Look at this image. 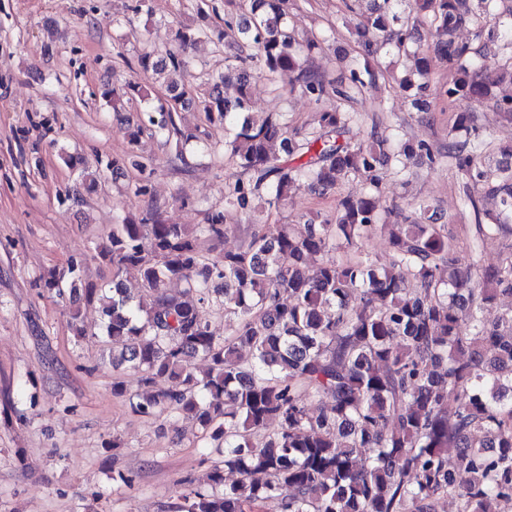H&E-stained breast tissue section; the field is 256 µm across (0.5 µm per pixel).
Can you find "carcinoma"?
I'll return each instance as SVG.
<instances>
[{"mask_svg": "<svg viewBox=\"0 0 512 512\" xmlns=\"http://www.w3.org/2000/svg\"><path fill=\"white\" fill-rule=\"evenodd\" d=\"M224 2L249 16L237 28V52L225 56L224 72L198 104L224 123V155L249 178L224 182V209L209 212L205 224H166L155 206L112 225L97 253L112 265V288L83 289L86 302H102L112 365L154 388L130 402L134 412L171 409L223 457L204 482L179 481L178 512H435L442 498L455 500L457 512H501L512 500V308L500 312L495 303L512 294V167L503 160L512 148L499 149L507 176L493 184L485 173L489 143L472 112L457 114L441 149L394 142L376 129L356 138L357 112L339 105L312 129L291 133L282 113L251 116L248 71L297 83L317 106L331 95L348 102L378 87L369 61L389 48L414 60L412 77L398 85L416 89L417 111L428 110L431 94L450 104L482 101L491 84L512 85V10L497 11V0H350L348 9L364 6L356 25L363 64L349 70L348 82L332 83L311 62L319 42L299 38L291 23L297 0ZM410 20L428 29L433 52L454 71L434 91ZM461 28L474 30L477 47L457 40ZM202 34L180 25L174 41L184 53ZM138 65L177 73L186 60L146 51ZM230 82L232 98L224 95ZM167 91L166 103L126 131L132 150L112 159V169L152 170L153 159L134 150L146 128L183 147L200 142L175 120L182 86L173 81ZM101 95L115 111L146 97L137 83L121 96ZM492 108L512 124L511 95ZM446 158L464 177L475 216L463 227L465 266L430 205L412 203L409 213L378 206L388 174H403L417 159L434 170ZM350 178L369 192L339 195L332 214L301 224L255 220L241 248L202 254L200 238H224L229 215L249 218L304 183L324 192ZM483 196L496 201L492 224L482 221ZM375 235L388 237L386 263L364 253ZM492 235L506 241L505 253L481 272L477 258ZM129 267L149 302L123 288L119 274ZM78 280L73 262L42 277L39 288L62 299ZM171 283L182 290L167 292ZM214 293L224 306L223 337L210 330ZM196 358L208 362L206 371L196 370ZM323 395L331 404L310 413L307 400ZM227 472L236 474L229 484Z\"/></svg>", "mask_w": 512, "mask_h": 512, "instance_id": "carcinoma-1", "label": "carcinoma"}]
</instances>
